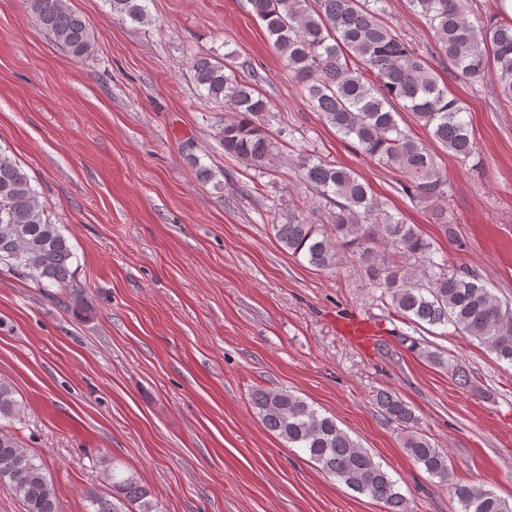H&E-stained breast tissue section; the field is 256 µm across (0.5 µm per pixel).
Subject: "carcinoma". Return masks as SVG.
Returning a JSON list of instances; mask_svg holds the SVG:
<instances>
[{"label":"carcinoma","mask_w":512,"mask_h":512,"mask_svg":"<svg viewBox=\"0 0 512 512\" xmlns=\"http://www.w3.org/2000/svg\"><path fill=\"white\" fill-rule=\"evenodd\" d=\"M112 15L143 23L147 0H107ZM385 0H248L274 48L286 60L297 85L315 111L370 158L401 173L402 192L428 202L448 234V179L430 146L402 128L401 113L414 114L431 140L460 159L474 155L467 108L448 97L427 59L381 21ZM424 16L436 48L461 77L479 81L493 58L501 95L512 103V23L476 27L464 13V0H408ZM39 27L75 59L94 45L89 22L67 0H24ZM193 79L206 97L236 112L220 129L224 152L264 169L276 157L277 143L263 116L268 101L257 88L235 75V67L207 56L191 62ZM302 179L317 196L336 202L334 233L294 210L272 225L277 241L317 269L336 267L348 249L369 284L381 290L404 319L414 325L454 326L477 340L500 361L512 365V304L498 300L464 270L450 271L434 260L435 251L414 224L383 208L369 187L347 168L314 153L298 154ZM391 249L415 261L396 263ZM74 253L67 238L47 215L31 177L20 163L0 151V263L41 288L70 284ZM253 408L264 426L291 448H300L329 475L359 494L385 505L386 512H406L397 481L373 455L301 396L287 390L257 389ZM377 405L384 416L408 429L404 448L432 477L449 479L448 455L421 433L411 430L414 415L399 397L382 392ZM10 385L0 382V418L20 415ZM116 495L90 490L89 512H162L134 475L105 466ZM0 481L10 484L25 512H61L53 483L36 457L0 431ZM459 512H512L509 501L474 485L452 486Z\"/></svg>","instance_id":"obj_1"}]
</instances>
